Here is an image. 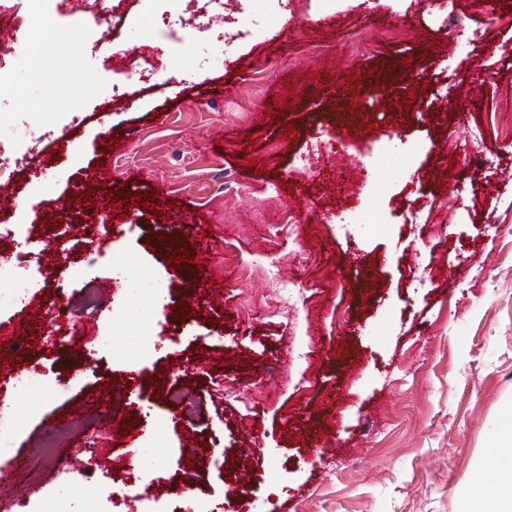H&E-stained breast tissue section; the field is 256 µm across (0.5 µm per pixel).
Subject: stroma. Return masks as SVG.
I'll list each match as a JSON object with an SVG mask.
<instances>
[{
    "instance_id": "obj_1",
    "label": "stroma",
    "mask_w": 512,
    "mask_h": 512,
    "mask_svg": "<svg viewBox=\"0 0 512 512\" xmlns=\"http://www.w3.org/2000/svg\"><path fill=\"white\" fill-rule=\"evenodd\" d=\"M285 11L225 48L185 33L173 77L126 99L98 39L159 45L148 25L63 15L35 62L0 56V140L51 130L11 185L31 203V263L0 283V372L27 423L10 449L24 482L0 495L27 499L39 477L128 512L114 479L131 468L157 512H465L512 411V0ZM72 96L75 115L54 113ZM68 140L80 151L58 154ZM169 237L196 263L169 266ZM23 285L30 306H9ZM59 300L83 336L67 359ZM35 367L52 382L41 402ZM78 420L122 430L89 447ZM51 429L60 460L86 465L80 484L52 479ZM104 456L120 461L108 481Z\"/></svg>"
}]
</instances>
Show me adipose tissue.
<instances>
[{
  "label": "adipose tissue",
  "instance_id": "obj_1",
  "mask_svg": "<svg viewBox=\"0 0 512 512\" xmlns=\"http://www.w3.org/2000/svg\"><path fill=\"white\" fill-rule=\"evenodd\" d=\"M467 512H512V423L499 431L490 456L489 471L472 480Z\"/></svg>",
  "mask_w": 512,
  "mask_h": 512
}]
</instances>
